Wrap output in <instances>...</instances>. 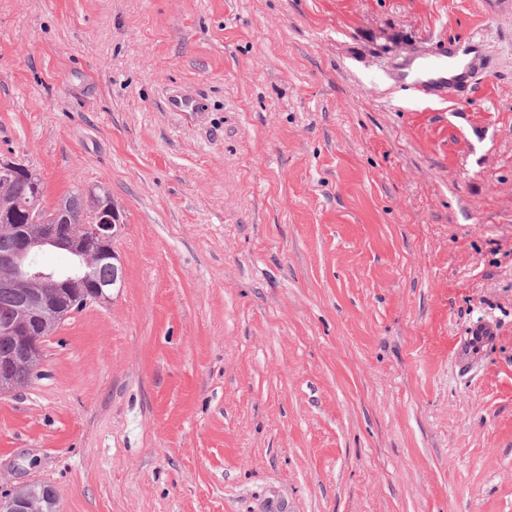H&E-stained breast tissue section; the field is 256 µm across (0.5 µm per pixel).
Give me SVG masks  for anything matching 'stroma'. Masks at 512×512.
Masks as SVG:
<instances>
[{
    "label": "stroma",
    "mask_w": 512,
    "mask_h": 512,
    "mask_svg": "<svg viewBox=\"0 0 512 512\" xmlns=\"http://www.w3.org/2000/svg\"><path fill=\"white\" fill-rule=\"evenodd\" d=\"M1 155L111 193L125 284L0 395V493L512 512V0H0ZM493 329L487 324L474 325L463 339L458 359L465 363L478 358L484 349L492 342Z\"/></svg>",
    "instance_id": "35a3bbf8"
}]
</instances>
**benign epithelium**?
I'll return each instance as SVG.
<instances>
[{"instance_id":"obj_1","label":"benign epithelium","mask_w":512,"mask_h":512,"mask_svg":"<svg viewBox=\"0 0 512 512\" xmlns=\"http://www.w3.org/2000/svg\"><path fill=\"white\" fill-rule=\"evenodd\" d=\"M40 181L22 161L0 157V237L12 243V252L0 265V289L17 294L20 311L16 319L0 327V332L15 336L21 349L0 357V393L13 390L23 380L13 374V367L22 364L34 368L40 363L38 337L70 314L74 301H99L108 298L114 288L123 285L122 267L116 265L117 255L112 240L121 228L120 212L107 191L90 188L79 193L69 204L61 205L52 215L42 217L30 205L20 210L7 193V186L17 178ZM78 208L83 214L80 224H60L58 217L66 208ZM45 246L65 250L79 258L80 269L63 278L28 262V257ZM112 268V278L99 282L95 270L101 262ZM37 495L30 485L18 488L0 502L9 512H38Z\"/></svg>"}]
</instances>
